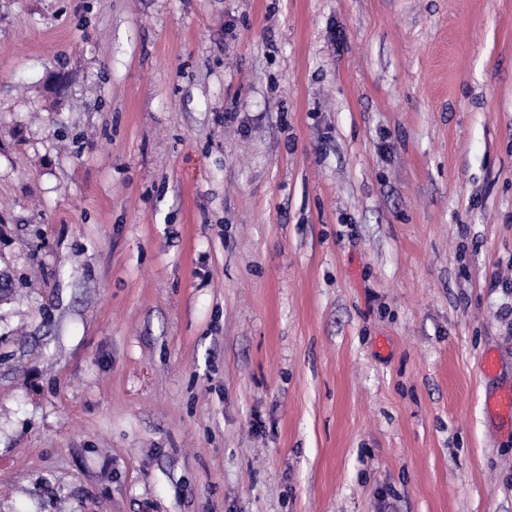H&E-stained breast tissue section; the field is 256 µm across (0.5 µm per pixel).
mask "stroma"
<instances>
[{"label":"stroma","mask_w":512,"mask_h":512,"mask_svg":"<svg viewBox=\"0 0 512 512\" xmlns=\"http://www.w3.org/2000/svg\"><path fill=\"white\" fill-rule=\"evenodd\" d=\"M0 274V512H512V0H0Z\"/></svg>","instance_id":"obj_1"}]
</instances>
